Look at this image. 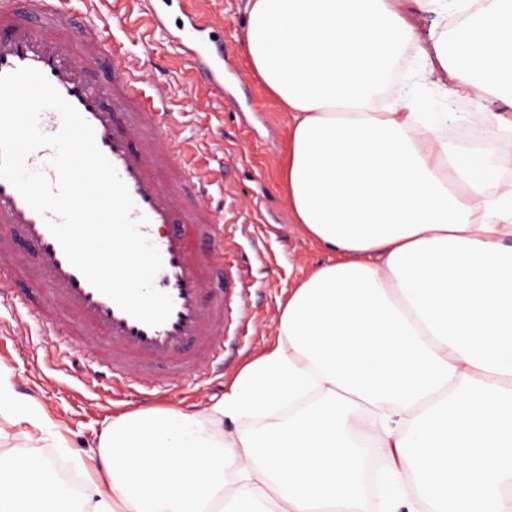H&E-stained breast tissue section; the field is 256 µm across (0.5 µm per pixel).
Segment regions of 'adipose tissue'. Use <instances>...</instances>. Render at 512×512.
<instances>
[{
    "label": "adipose tissue",
    "mask_w": 512,
    "mask_h": 512,
    "mask_svg": "<svg viewBox=\"0 0 512 512\" xmlns=\"http://www.w3.org/2000/svg\"><path fill=\"white\" fill-rule=\"evenodd\" d=\"M421 54V80L512 100V0ZM247 65L289 114L288 208L335 254L291 293L277 347L202 409L139 410L99 439L73 499L47 459L0 452V512H365L364 455L390 462L383 512H512V203L412 91L380 96L415 29L400 0H246ZM17 437L44 422L0 384ZM264 416L228 435L225 420ZM411 494L401 497V486Z\"/></svg>",
    "instance_id": "adipose-tissue-1"
}]
</instances>
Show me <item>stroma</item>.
Wrapping results in <instances>:
<instances>
[{
    "instance_id": "stroma-1",
    "label": "stroma",
    "mask_w": 512,
    "mask_h": 512,
    "mask_svg": "<svg viewBox=\"0 0 512 512\" xmlns=\"http://www.w3.org/2000/svg\"><path fill=\"white\" fill-rule=\"evenodd\" d=\"M67 2L77 27H93L113 57L142 59L153 80L168 87L166 111L186 113V120L176 121L173 131L179 138L200 139L198 163L215 175L214 201L224 206V237L229 243L225 262L243 264L258 249L267 258L246 306L248 332L238 329L235 318L225 319L223 372L204 384L186 377L164 381L148 395L122 388L110 396L89 387L92 366L86 353L74 372L60 371L56 357L63 342L46 335L33 313L0 303V369L9 373L24 403L43 416L56 442L40 454L84 481L95 474L93 451L113 416L137 408H192L223 398L247 363L276 346L274 321L289 294L331 255L300 232L288 209V114L247 70L243 33L248 17L243 0H188L206 16L208 35L224 46L220 101L192 90V63L171 42L183 18L176 2L165 10V29L149 37L89 0ZM406 4L418 45L429 44L454 21L444 2L434 11L421 9L417 0ZM417 93L431 111L450 113L448 131H457L464 120L484 123L489 112L499 114V128L512 127V105L481 99L477 88L467 87L446 98L424 87Z\"/></svg>"
}]
</instances>
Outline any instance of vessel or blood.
Wrapping results in <instances>:
<instances>
[{
    "mask_svg": "<svg viewBox=\"0 0 512 512\" xmlns=\"http://www.w3.org/2000/svg\"><path fill=\"white\" fill-rule=\"evenodd\" d=\"M74 16L64 0H0V75L22 68L43 73L56 90L91 124L99 149L115 167L134 203L145 216L141 232L161 255L155 286L173 301L169 318L146 325L92 286L66 258L44 219L8 181L0 179V300L33 312L52 336L69 337L72 347L90 346L93 374L100 383L144 390L160 379L184 376L206 382L224 354V320L252 281L251 271L226 272L222 298L205 296L212 264L223 262L225 239L221 213L212 209L214 178L191 164L188 142L175 140L170 113L160 104L164 85L150 81L139 62L112 65V79L99 83L90 66L105 59L107 48L93 30L76 35ZM191 61L201 87L224 96V68L208 47ZM183 184L189 197L179 200L167 182ZM35 244L29 264L11 249L16 234ZM210 248L200 251V241ZM49 289L47 302L18 296L15 274ZM107 340L95 342L98 333Z\"/></svg>",
    "mask_w": 512,
    "mask_h": 512,
    "instance_id": "obj_1",
    "label": "vessel or blood"
}]
</instances>
